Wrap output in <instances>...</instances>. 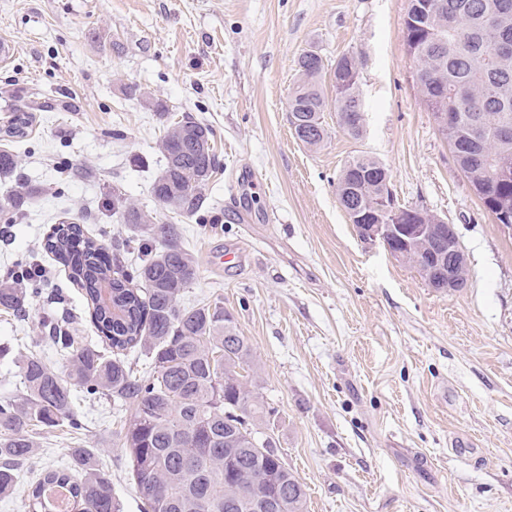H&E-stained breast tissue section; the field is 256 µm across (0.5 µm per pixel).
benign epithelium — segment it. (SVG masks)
Masks as SVG:
<instances>
[{
  "label": "benign epithelium",
  "instance_id": "benign-epithelium-1",
  "mask_svg": "<svg viewBox=\"0 0 512 512\" xmlns=\"http://www.w3.org/2000/svg\"><path fill=\"white\" fill-rule=\"evenodd\" d=\"M354 221L363 240L382 244L394 258L415 260L429 287L455 292L467 285V260L455 225L439 217L430 220L419 208H397L390 201L380 207L377 219ZM420 238L433 243L423 259L414 256Z\"/></svg>",
  "mask_w": 512,
  "mask_h": 512
}]
</instances>
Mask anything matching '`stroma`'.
<instances>
[{"label":"stroma","instance_id":"stroma-1","mask_svg":"<svg viewBox=\"0 0 512 512\" xmlns=\"http://www.w3.org/2000/svg\"><path fill=\"white\" fill-rule=\"evenodd\" d=\"M410 0H0V129L32 112L26 138L0 132L34 191L0 223V277L36 261L25 316L0 311V398L20 386L19 355L50 348L47 312L95 335L83 299L43 248L54 224L103 244L133 237L120 191L166 217L149 191L167 121L215 132L218 168L204 222L179 219L198 278L187 303L222 302L254 355L269 431L307 493V512H512V231L471 192L415 83L404 42ZM361 61L365 133L336 126L316 148L294 134L288 95L306 52ZM166 101L168 118L126 96ZM381 162L400 205L454 224L466 288H429L411 265L357 236L336 198L354 156ZM236 253V263L219 262ZM88 447L112 472L121 512H139L123 415L82 398Z\"/></svg>","mask_w":512,"mask_h":512}]
</instances>
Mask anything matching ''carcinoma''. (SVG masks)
Wrapping results in <instances>:
<instances>
[{"mask_svg":"<svg viewBox=\"0 0 512 512\" xmlns=\"http://www.w3.org/2000/svg\"><path fill=\"white\" fill-rule=\"evenodd\" d=\"M403 27L415 39V60L425 71L422 101L435 112L455 113L446 134L469 186L483 190L480 200H512V51L502 54L500 38L512 36V0H425ZM359 59L345 53L336 60V122L345 135L362 131V100L355 77ZM325 65L315 52L298 59L300 78L288 96V112L306 131L303 143L319 146L327 136L322 112L327 97ZM130 97L165 117L157 96L128 85ZM31 125L26 112L5 126L22 137ZM213 129L184 116L168 125L159 141L165 159L151 194L165 210L199 217L209 206L207 189L217 169ZM18 156L0 150V180L13 177ZM382 167L359 155L347 161L336 188L347 192L345 208L374 212L383 189L371 178ZM31 192L13 189L0 196V222L11 224L28 206ZM112 209L140 229L136 259L103 264L104 245L73 222L59 223L44 249L69 271L80 290L85 313L97 332L94 344L80 345L70 322L50 319V335L69 363L64 376L43 352L20 356L18 395L0 400V499L27 489L25 512H54L46 491L67 489L66 512H120L112 492V472L96 464L95 449H71L67 463L44 468L27 485L21 467L32 458L40 431L82 428L75 411L77 394L87 393L125 411L122 447L141 500L140 512H306V493L296 476L282 469L251 442L271 416L250 378L253 353L236 330L231 313L218 303L187 306L184 297L198 266L181 241L176 224H157L151 212L124 195H112ZM17 275L0 283V310L24 314L35 289ZM145 357L134 369L131 355Z\"/></svg>","mask_w":512,"mask_h":512,"instance_id":"obj_1","label":"carcinoma"}]
</instances>
